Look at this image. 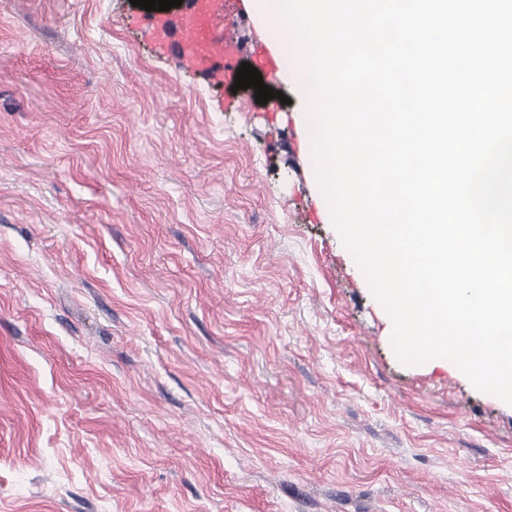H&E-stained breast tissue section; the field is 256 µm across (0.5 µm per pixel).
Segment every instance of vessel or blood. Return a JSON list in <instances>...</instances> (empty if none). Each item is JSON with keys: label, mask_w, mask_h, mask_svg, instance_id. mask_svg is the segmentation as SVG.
I'll return each instance as SVG.
<instances>
[{"label": "vessel or blood", "mask_w": 512, "mask_h": 512, "mask_svg": "<svg viewBox=\"0 0 512 512\" xmlns=\"http://www.w3.org/2000/svg\"><path fill=\"white\" fill-rule=\"evenodd\" d=\"M230 16L226 0H191L189 8L179 17L154 12L148 21L166 37L172 31H179V53L188 64L223 72L225 80L231 82L237 73L238 47L224 31Z\"/></svg>", "instance_id": "1"}]
</instances>
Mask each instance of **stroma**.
Instances as JSON below:
<instances>
[{
	"instance_id": "35a3bbf8",
	"label": "stroma",
	"mask_w": 512,
	"mask_h": 512,
	"mask_svg": "<svg viewBox=\"0 0 512 512\" xmlns=\"http://www.w3.org/2000/svg\"><path fill=\"white\" fill-rule=\"evenodd\" d=\"M230 9L237 62L278 43ZM263 82L0 0V512H512V406L398 360Z\"/></svg>"
}]
</instances>
